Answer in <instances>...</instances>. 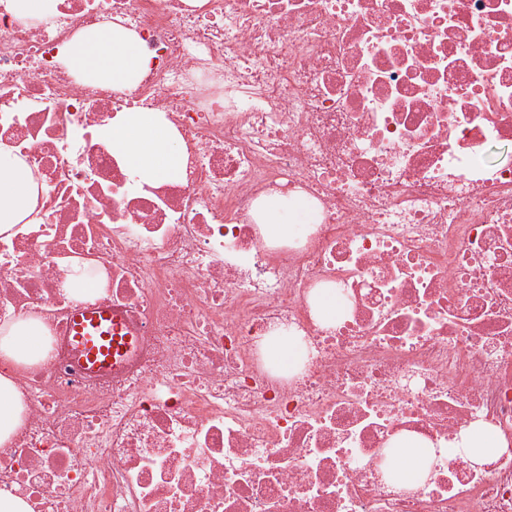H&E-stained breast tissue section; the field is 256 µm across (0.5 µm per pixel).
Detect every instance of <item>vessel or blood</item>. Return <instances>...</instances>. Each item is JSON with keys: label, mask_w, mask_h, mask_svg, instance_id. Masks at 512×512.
<instances>
[{"label": "vessel or blood", "mask_w": 512, "mask_h": 512, "mask_svg": "<svg viewBox=\"0 0 512 512\" xmlns=\"http://www.w3.org/2000/svg\"><path fill=\"white\" fill-rule=\"evenodd\" d=\"M111 324L112 314L104 309L89 307L74 313L70 332L82 366L109 369L115 356L129 348V337L101 335V328Z\"/></svg>", "instance_id": "obj_1"}]
</instances>
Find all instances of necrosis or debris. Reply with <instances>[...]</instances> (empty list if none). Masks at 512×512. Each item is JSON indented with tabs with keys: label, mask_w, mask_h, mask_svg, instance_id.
Here are the masks:
<instances>
[{
	"label": "necrosis or debris",
	"mask_w": 512,
	"mask_h": 512,
	"mask_svg": "<svg viewBox=\"0 0 512 512\" xmlns=\"http://www.w3.org/2000/svg\"><path fill=\"white\" fill-rule=\"evenodd\" d=\"M120 23L149 64L82 83L63 48ZM133 108L186 176L132 177L105 131ZM512 0H0V151L37 180L0 233V322L33 319L0 444L30 512H512ZM305 194L264 242L259 202ZM343 303L334 323L322 289ZM132 350L75 373L71 313ZM294 339L299 360L265 346ZM487 428L505 451L449 457ZM429 442L404 486L387 456ZM9 10L17 17L43 18L56 10V0H11Z\"/></svg>",
	"instance_id": "necrosis-or-debris-1"
}]
</instances>
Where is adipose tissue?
Returning <instances> with one entry per match:
<instances>
[{
    "mask_svg": "<svg viewBox=\"0 0 512 512\" xmlns=\"http://www.w3.org/2000/svg\"><path fill=\"white\" fill-rule=\"evenodd\" d=\"M65 60L84 83L118 91L134 87L145 67L137 36L118 25L84 31L67 46ZM108 136L133 175L155 183L184 177L181 144L157 113L129 110L109 128ZM36 194L37 184L25 162L0 152V232L33 212ZM40 334L34 322L0 324V443L22 423L24 406L14 385V368L20 350L38 348ZM432 456L428 443L402 438L395 444L392 471L403 483L414 482L429 473Z\"/></svg>",
    "mask_w": 512,
    "mask_h": 512,
    "instance_id": "obj_1",
    "label": "adipose tissue"
}]
</instances>
